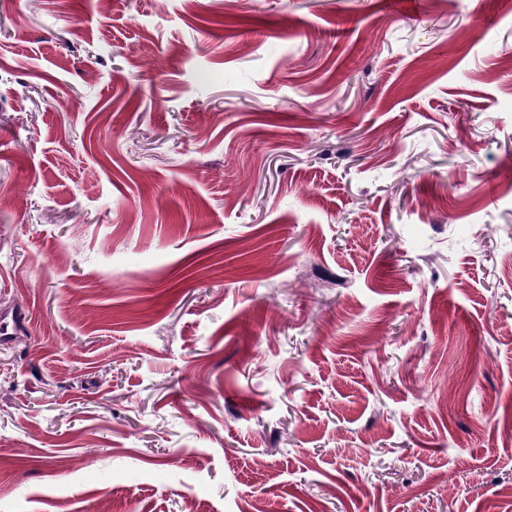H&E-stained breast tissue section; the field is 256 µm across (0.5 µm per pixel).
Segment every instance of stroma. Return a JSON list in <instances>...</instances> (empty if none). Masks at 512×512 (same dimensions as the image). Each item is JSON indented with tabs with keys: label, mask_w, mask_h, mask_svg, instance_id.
<instances>
[{
	"label": "stroma",
	"mask_w": 512,
	"mask_h": 512,
	"mask_svg": "<svg viewBox=\"0 0 512 512\" xmlns=\"http://www.w3.org/2000/svg\"><path fill=\"white\" fill-rule=\"evenodd\" d=\"M512 0H0V512H512Z\"/></svg>",
	"instance_id": "35a3bbf8"
}]
</instances>
